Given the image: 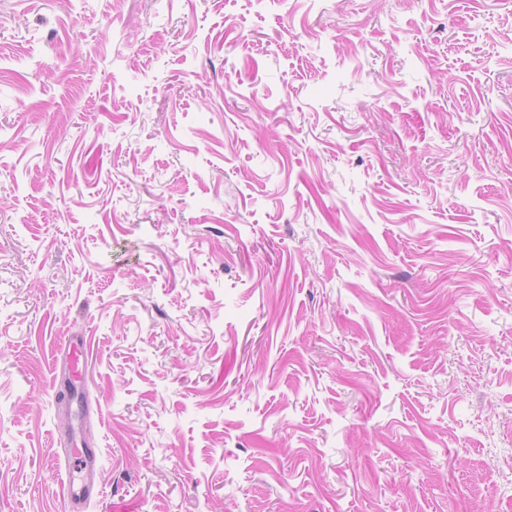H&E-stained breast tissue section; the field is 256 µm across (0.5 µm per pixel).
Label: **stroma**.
Masks as SVG:
<instances>
[{
  "label": "stroma",
  "instance_id": "obj_1",
  "mask_svg": "<svg viewBox=\"0 0 512 512\" xmlns=\"http://www.w3.org/2000/svg\"><path fill=\"white\" fill-rule=\"evenodd\" d=\"M0 512H512V0H0ZM86 348V339L75 336H65L58 352L62 356L71 375L78 379H80L81 374L80 358L83 356ZM76 460L79 463L77 469L81 471L93 466L95 455L88 456L85 453L77 452L75 448H70L65 456V476L61 478L62 495L71 502L83 503L86 500L83 494V485L77 481V476L74 474Z\"/></svg>",
  "mask_w": 512,
  "mask_h": 512
}]
</instances>
